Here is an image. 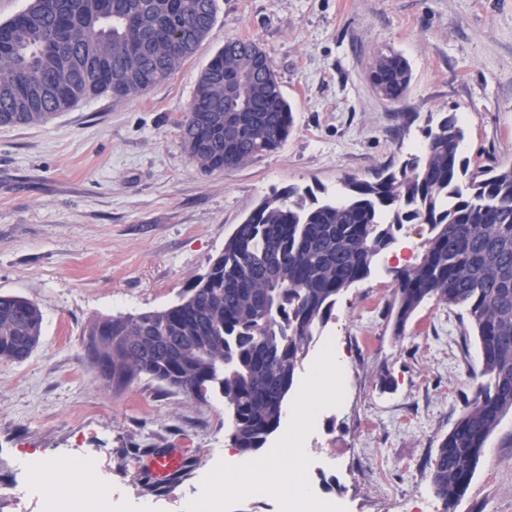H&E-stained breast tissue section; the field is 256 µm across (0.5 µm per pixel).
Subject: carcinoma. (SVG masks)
Listing matches in <instances>:
<instances>
[{
	"label": "carcinoma",
	"instance_id": "carcinoma-1",
	"mask_svg": "<svg viewBox=\"0 0 512 512\" xmlns=\"http://www.w3.org/2000/svg\"><path fill=\"white\" fill-rule=\"evenodd\" d=\"M216 13L217 0H29L0 24V125L46 122L85 98L159 85L196 54ZM260 52L229 38L198 76L179 127L202 172L246 166L292 132V105L276 69H257ZM411 78L402 56L372 57L369 79L382 98L399 100ZM463 139L456 116L443 112L399 168L348 176L332 201L296 186L272 192L177 303L91 321L89 363L105 366L100 376L115 388L144 375L197 401L219 390L230 447L255 452L280 427L295 372L337 298L370 275L402 224H426L418 262L395 271L388 316L401 336L434 298L462 311L478 341L474 396L429 463L451 512L512 413V166L470 169ZM41 336L39 307L0 295V360L25 361Z\"/></svg>",
	"mask_w": 512,
	"mask_h": 512
}]
</instances>
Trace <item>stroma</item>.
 Wrapping results in <instances>:
<instances>
[{"mask_svg": "<svg viewBox=\"0 0 512 512\" xmlns=\"http://www.w3.org/2000/svg\"><path fill=\"white\" fill-rule=\"evenodd\" d=\"M239 37L272 56L295 130L245 167L204 174L179 123L200 71ZM389 50L413 74L398 102L367 77L374 53ZM441 112L460 118L471 167L512 164V0H218L207 39L164 83L81 100L45 123L0 126V294L33 301L43 316L30 357L0 361V493L43 512L60 495L31 493L20 456L43 465L89 456L111 512H199L210 476L221 485L217 512H284L277 489L247 497L233 489L239 473L275 462L286 479L315 484L350 512H444L429 461L472 392L480 353L457 311L433 300L393 336L386 310L398 258L379 254L370 275L340 295L297 372L298 393L326 338L353 374L346 412L331 402L315 421V472L295 466L279 431L255 453L227 450L220 393L198 402L145 376L115 389L85 349L91 320L175 304L272 190L335 197L346 177L371 178L417 152ZM153 449L188 457L164 497L147 488ZM454 512H512L511 414Z\"/></svg>", "mask_w": 512, "mask_h": 512, "instance_id": "stroma-1", "label": "stroma"}]
</instances>
